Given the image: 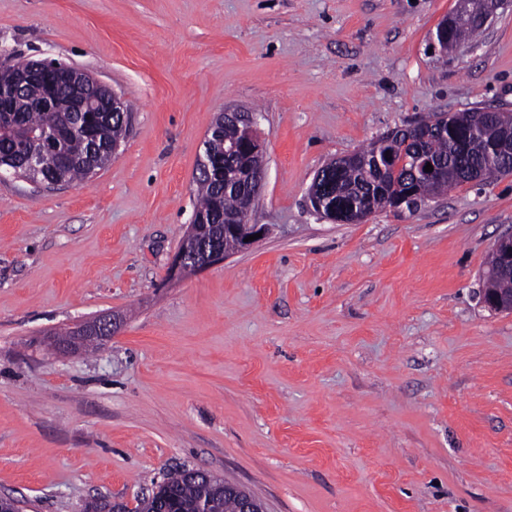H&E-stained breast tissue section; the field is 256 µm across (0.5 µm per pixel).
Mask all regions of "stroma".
<instances>
[{
    "mask_svg": "<svg viewBox=\"0 0 512 512\" xmlns=\"http://www.w3.org/2000/svg\"><path fill=\"white\" fill-rule=\"evenodd\" d=\"M457 0H0V48L126 103L84 183L0 180V496L136 505L181 467L267 512H512V313L479 302L512 175L335 224L332 159L436 113H512V8L434 47ZM259 115L250 249L170 267L218 112ZM123 321L93 353L53 336Z\"/></svg>",
    "mask_w": 512,
    "mask_h": 512,
    "instance_id": "35a3bbf8",
    "label": "stroma"
}]
</instances>
